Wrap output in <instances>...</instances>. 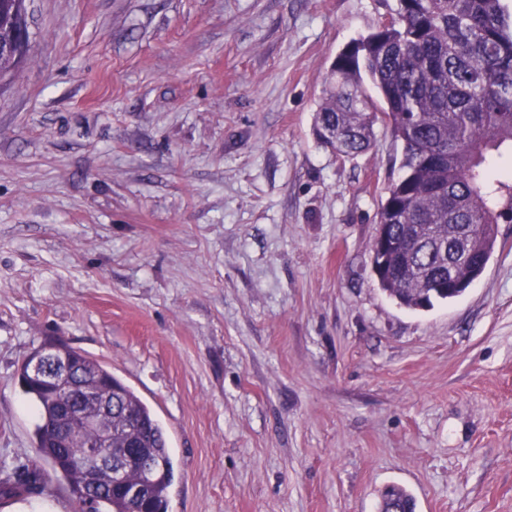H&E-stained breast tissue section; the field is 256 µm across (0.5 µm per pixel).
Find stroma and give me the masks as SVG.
Instances as JSON below:
<instances>
[{"label": "stroma", "instance_id": "35a3bbf8", "mask_svg": "<svg viewBox=\"0 0 512 512\" xmlns=\"http://www.w3.org/2000/svg\"><path fill=\"white\" fill-rule=\"evenodd\" d=\"M398 0H25L0 77V458L54 342L154 412L168 512H512V221L463 296L389 297L369 245L402 147L312 133L326 74ZM69 483L0 512H77ZM398 508L403 512H415L416 503L412 495L399 486L392 485L382 495L380 511L388 512Z\"/></svg>", "mask_w": 512, "mask_h": 512}]
</instances>
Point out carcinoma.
Returning a JSON list of instances; mask_svg holds the SVG:
<instances>
[{"instance_id":"carcinoma-1","label":"carcinoma","mask_w":512,"mask_h":512,"mask_svg":"<svg viewBox=\"0 0 512 512\" xmlns=\"http://www.w3.org/2000/svg\"><path fill=\"white\" fill-rule=\"evenodd\" d=\"M503 0H399L396 17L361 36L340 53L325 79L313 134L324 147L354 157L372 145L375 126H390L403 147V173L387 189L378 223L394 243L380 252L370 243L379 286L409 310L430 309L461 295L481 274L497 238L500 219L512 220V176H490L487 160L512 146V13ZM18 37L14 14L0 12V43ZM385 107L367 94L363 76ZM466 233L472 257L448 273L439 247ZM65 355L75 383L101 381L118 402L102 414L115 430H128L149 460L164 468L151 484L145 512H168L173 463L165 432L135 391L98 360L71 348ZM19 384L39 412L36 457L23 467L0 459V495L27 498L43 492L44 465L71 485L85 504L81 485L91 466L82 425L63 429L57 401L28 374ZM415 512L412 495L392 485L380 512ZM93 512H130L111 484L94 489Z\"/></svg>"}]
</instances>
